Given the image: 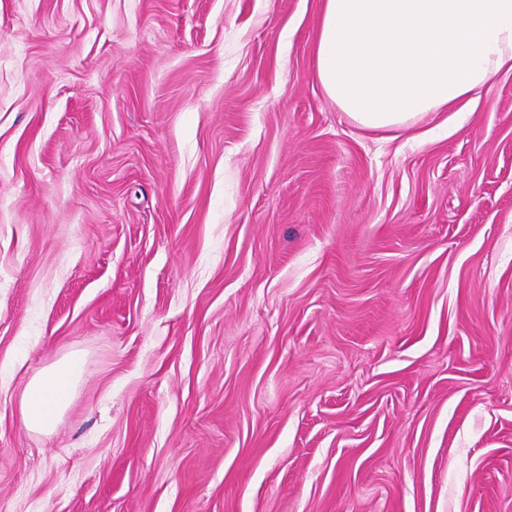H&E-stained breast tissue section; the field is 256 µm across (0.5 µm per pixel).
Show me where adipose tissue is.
<instances>
[{"label": "adipose tissue", "instance_id": "obj_1", "mask_svg": "<svg viewBox=\"0 0 512 512\" xmlns=\"http://www.w3.org/2000/svg\"><path fill=\"white\" fill-rule=\"evenodd\" d=\"M315 75L357 125L405 130L512 71V0H322ZM82 376L73 355L25 387L27 429L51 430Z\"/></svg>", "mask_w": 512, "mask_h": 512}]
</instances>
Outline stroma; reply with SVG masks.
<instances>
[{"label":"stroma","mask_w":512,"mask_h":512,"mask_svg":"<svg viewBox=\"0 0 512 512\" xmlns=\"http://www.w3.org/2000/svg\"><path fill=\"white\" fill-rule=\"evenodd\" d=\"M319 8L0 0V512H512V72L368 132ZM82 376L78 355L54 364L25 387L21 400L22 420L27 429L51 430L62 414L71 388Z\"/></svg>","instance_id":"stroma-1"}]
</instances>
